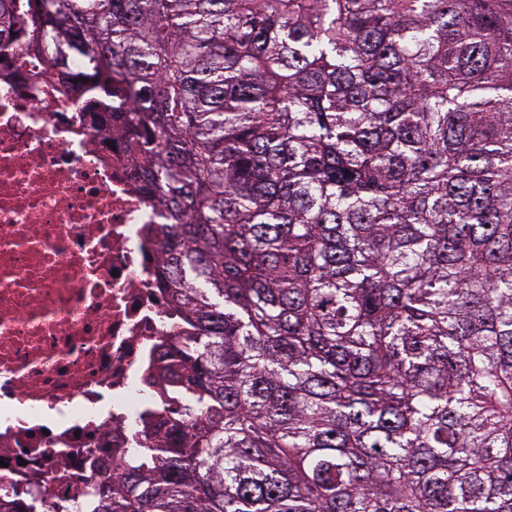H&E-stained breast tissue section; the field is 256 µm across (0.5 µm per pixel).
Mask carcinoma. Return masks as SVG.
Here are the masks:
<instances>
[{"label":"carcinoma","mask_w":512,"mask_h":512,"mask_svg":"<svg viewBox=\"0 0 512 512\" xmlns=\"http://www.w3.org/2000/svg\"><path fill=\"white\" fill-rule=\"evenodd\" d=\"M108 111L192 329L95 512H512V0H0Z\"/></svg>","instance_id":"carcinoma-1"}]
</instances>
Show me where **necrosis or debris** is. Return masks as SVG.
Here are the masks:
<instances>
[{
    "instance_id": "obj_1",
    "label": "necrosis or debris",
    "mask_w": 512,
    "mask_h": 512,
    "mask_svg": "<svg viewBox=\"0 0 512 512\" xmlns=\"http://www.w3.org/2000/svg\"><path fill=\"white\" fill-rule=\"evenodd\" d=\"M0 32V504L92 512L172 426L155 376L190 327L156 268L165 218L116 134Z\"/></svg>"
}]
</instances>
